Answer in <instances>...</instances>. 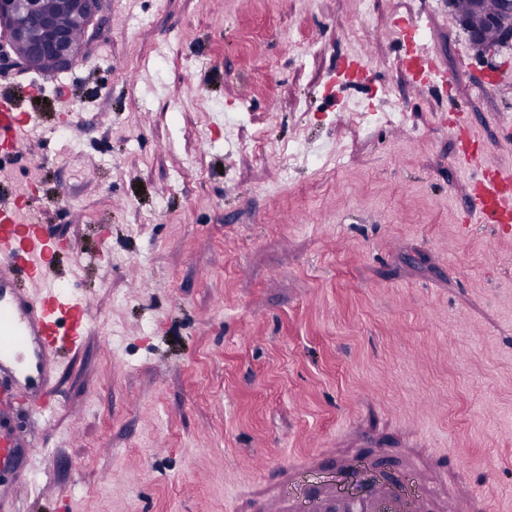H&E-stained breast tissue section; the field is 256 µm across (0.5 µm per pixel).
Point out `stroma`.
Listing matches in <instances>:
<instances>
[{
	"label": "stroma",
	"mask_w": 512,
	"mask_h": 512,
	"mask_svg": "<svg viewBox=\"0 0 512 512\" xmlns=\"http://www.w3.org/2000/svg\"><path fill=\"white\" fill-rule=\"evenodd\" d=\"M410 22L442 80L406 70ZM8 76L46 157L0 156V196L32 186L106 320L51 433L0 418L17 512H250L323 448L310 484L370 454L430 512H512V222L470 212L484 177L512 196V45L448 0H104L69 70Z\"/></svg>",
	"instance_id": "1"
}]
</instances>
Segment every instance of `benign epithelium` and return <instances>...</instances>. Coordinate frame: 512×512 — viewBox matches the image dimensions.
Masks as SVG:
<instances>
[{"label": "benign epithelium", "instance_id": "benign-epithelium-1", "mask_svg": "<svg viewBox=\"0 0 512 512\" xmlns=\"http://www.w3.org/2000/svg\"><path fill=\"white\" fill-rule=\"evenodd\" d=\"M61 10L88 32L102 16L103 0H60ZM485 26L497 31L499 44L512 43V0H499L497 11L485 18ZM0 32L8 37L11 51L0 52V63L37 70L46 61L63 71L84 50L85 42L46 11L43 0H0Z\"/></svg>", "mask_w": 512, "mask_h": 512}]
</instances>
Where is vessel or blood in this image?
Here are the masks:
<instances>
[{
    "label": "vessel or blood",
    "mask_w": 512,
    "mask_h": 512,
    "mask_svg": "<svg viewBox=\"0 0 512 512\" xmlns=\"http://www.w3.org/2000/svg\"><path fill=\"white\" fill-rule=\"evenodd\" d=\"M31 93L21 85L0 91V141L18 149L31 138L32 117L21 110ZM470 210L479 220L495 222L512 212V198L489 183L472 197ZM32 211V206L0 199V376L11 379L12 394L34 402L54 377L59 344L82 341L93 311L86 298L56 283L55 246ZM311 465L307 458L282 466L279 492L264 501L260 512H288V489L301 482ZM355 475L361 494L338 491L320 497L317 512H428V496L410 472H402L384 490L369 466Z\"/></svg>",
    "instance_id": "b4317fda"
}]
</instances>
